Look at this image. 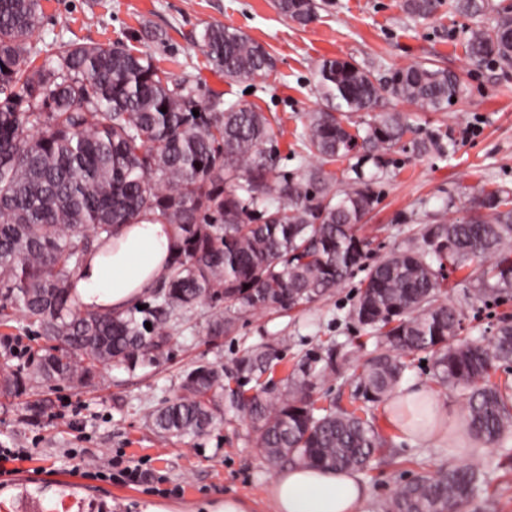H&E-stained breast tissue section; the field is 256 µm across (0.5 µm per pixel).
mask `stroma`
<instances>
[{
	"mask_svg": "<svg viewBox=\"0 0 512 512\" xmlns=\"http://www.w3.org/2000/svg\"><path fill=\"white\" fill-rule=\"evenodd\" d=\"M44 21L35 36L41 60L51 59L58 41H120L150 53L174 76L194 80L225 100L261 109L278 137L284 175L313 165L297 143L308 112L318 99L312 92L314 71L324 58H344L384 75L388 69L433 62L463 80V97L444 112H413L408 104L386 97V109L411 114L412 130L403 150L375 170L354 153L332 164L337 185L350 187L357 175L373 177L378 203L367 219L371 257L400 246L423 224L466 214L468 200L480 190L512 189V71L473 64L466 53L464 31L469 18L442 8L430 22L416 21L402 0H332L318 21L301 28L283 18L273 0H41ZM236 28L263 44L275 68L266 76L224 79L208 64L201 47L206 26ZM451 133L454 154H418L413 142L430 134ZM359 276L305 307L245 314L236 330L214 338L208 334L211 309L199 307L173 321L174 340L156 362L135 369L113 368L105 380L78 393L50 383L20 396L0 394V446L31 448L18 478L37 481L55 499L60 477H81L82 470L108 459L151 471L152 482L132 485L82 479L86 489L111 502L112 512H148L165 504L171 512H210L227 496L241 498L248 512H271L265 492L276 476L263 458L249 419L227 415L224 424L200 436L160 438L149 424L150 411L173 398L186 372L210 362L231 363L249 346L287 340L283 367L293 368L307 353L329 340L343 344L355 358L373 347L365 330L349 324L346 314L357 293ZM452 302L466 308L464 327L472 337L490 335L501 314L512 315V301L487 308L471 303V285L462 273L450 275ZM389 439L400 463L376 465L363 473L373 499L370 512H383L397 487L423 473L481 461L489 485L465 512H512V447H473L461 441L423 447Z\"/></svg>",
	"mask_w": 512,
	"mask_h": 512,
	"instance_id": "35a3bbf8",
	"label": "stroma"
}]
</instances>
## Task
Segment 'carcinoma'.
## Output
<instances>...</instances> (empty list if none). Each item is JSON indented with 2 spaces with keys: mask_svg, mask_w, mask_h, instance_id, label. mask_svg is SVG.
I'll return each mask as SVG.
<instances>
[{
  "mask_svg": "<svg viewBox=\"0 0 512 512\" xmlns=\"http://www.w3.org/2000/svg\"><path fill=\"white\" fill-rule=\"evenodd\" d=\"M331 2L274 0V7L306 27ZM442 6L404 0L402 8L431 20ZM451 7L473 19L465 31L470 61L512 69V5L452 0ZM42 22L40 0H0V324L18 316L60 345L28 348L17 364L1 357V394L51 382L94 387L114 367L155 360L171 340L173 316L206 304L216 310L208 334L229 335L239 315L310 304L361 269L347 319L371 329L376 344L350 379L351 408L314 399L318 385L350 365L336 345L306 356L282 387L274 381L280 350L264 345L228 367L190 370L179 393L151 411L155 432L199 436L240 412L272 466L364 472L394 462L376 409L401 386L411 357L428 354L438 383L465 400L470 438L512 441V403L494 380L500 366H512V322L498 320L486 343L461 335L465 310L448 299L443 274L467 271L476 281L472 300L485 306L512 299V190H481L467 216L425 224L370 263L363 229L377 196L361 177L338 188L324 169L353 152L381 166L411 130L407 115L380 108L383 97L444 112L463 94L459 75L427 62L378 78L345 59L321 60L314 87L321 106L301 139L319 165L286 177L260 109L226 102L120 43L61 42L52 62L38 66L33 38ZM202 48L228 80L274 68L267 49L234 28L206 27ZM360 112L370 118L352 123ZM415 147L451 153L456 141L434 135ZM146 215L176 231L169 275L150 290L152 302L83 310L74 279L94 243ZM484 488L482 468L452 467L398 487L384 512H461Z\"/></svg>",
  "mask_w": 512,
  "mask_h": 512,
  "instance_id": "cac0c4a2",
  "label": "carcinoma"
}]
</instances>
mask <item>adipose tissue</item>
Returning <instances> with one entry per match:
<instances>
[{"instance_id":"ef3b65f1","label":"adipose tissue","mask_w":512,"mask_h":512,"mask_svg":"<svg viewBox=\"0 0 512 512\" xmlns=\"http://www.w3.org/2000/svg\"><path fill=\"white\" fill-rule=\"evenodd\" d=\"M173 243L171 226L149 216L98 242L75 282L83 308H130L168 274ZM384 411L400 439L424 445L440 441L444 402L426 386L400 388ZM266 495L272 512H369L371 500L357 473L299 464L279 472Z\"/></svg>"}]
</instances>
